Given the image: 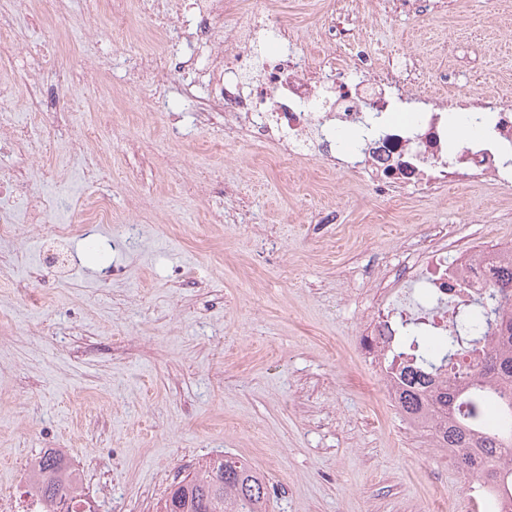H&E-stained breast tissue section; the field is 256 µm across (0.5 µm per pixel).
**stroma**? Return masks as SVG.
<instances>
[{
    "label": "stroma",
    "instance_id": "1",
    "mask_svg": "<svg viewBox=\"0 0 512 512\" xmlns=\"http://www.w3.org/2000/svg\"><path fill=\"white\" fill-rule=\"evenodd\" d=\"M432 5L428 22L383 0H285L284 22L313 52L338 7L362 19L354 41L377 67L410 50L456 95L512 97V0ZM70 7L61 70L44 68L48 35L22 13L0 71V100L42 146L0 151V165L35 182L53 170L52 221L74 227L63 269L45 260L47 226L23 223L24 201L18 235L0 240V486L21 488L55 448L83 469L92 512H155L196 462L229 453L265 476L269 512H471L472 480L403 417L359 330L371 271L396 269L433 226L512 240V189L385 197L321 161L277 159L223 117L200 122L205 91L189 74L139 83L131 48L90 34L83 0ZM98 59L108 97L86 79ZM56 85L74 113L50 133L28 123L30 90ZM102 195L114 223L84 222ZM33 274L27 297L17 285Z\"/></svg>",
    "mask_w": 512,
    "mask_h": 512
}]
</instances>
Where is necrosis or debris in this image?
I'll use <instances>...</instances> for the list:
<instances>
[{
	"label": "necrosis or debris",
	"instance_id": "necrosis-or-debris-1",
	"mask_svg": "<svg viewBox=\"0 0 512 512\" xmlns=\"http://www.w3.org/2000/svg\"><path fill=\"white\" fill-rule=\"evenodd\" d=\"M169 11L164 0H139L136 25L127 37L140 42L134 60L141 82L156 84L170 74L195 70L197 84L207 87L198 111L230 117L242 138L266 139L277 156L302 162L319 158L337 169H356L380 194L413 186L433 194L448 185L484 182L512 186V99L489 94L465 102L469 115L486 133L478 139L448 138V101L436 96L414 75L399 77L375 69L366 53L345 54L351 26L327 27L318 54L300 51L281 21L276 0L265 10L242 14L240 0H177ZM24 11L43 25L53 40L71 31L68 0H23ZM239 16L232 30L224 18ZM191 27L196 42L209 47L204 68L167 51L177 28ZM275 51L255 59L250 46L261 39ZM239 44L228 54L225 43ZM420 107L410 122H393L410 101ZM27 196L25 221L45 224L50 237L65 242L70 225L52 223L53 199L32 193L16 172H0V201ZM512 260L486 244L441 237L413 248L412 259L398 267L382 288V298L367 316L362 348L388 391L396 386L387 358L407 325L418 323L430 336L448 329V306H464L488 282L490 267Z\"/></svg>",
	"mask_w": 512,
	"mask_h": 512
}]
</instances>
